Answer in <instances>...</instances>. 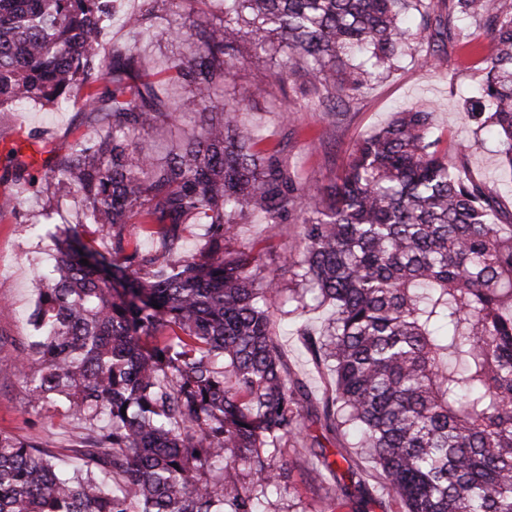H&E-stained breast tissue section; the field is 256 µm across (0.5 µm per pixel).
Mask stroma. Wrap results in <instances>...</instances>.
Wrapping results in <instances>:
<instances>
[{
  "instance_id": "1",
  "label": "stroma",
  "mask_w": 512,
  "mask_h": 512,
  "mask_svg": "<svg viewBox=\"0 0 512 512\" xmlns=\"http://www.w3.org/2000/svg\"><path fill=\"white\" fill-rule=\"evenodd\" d=\"M489 39H480L470 50L448 49L435 64L404 58L389 77L373 81L364 88L348 110L328 115L322 112H297L293 109V87L275 91L270 96H256V83L269 81L264 69L241 66L233 81L223 88L225 98L244 101L241 121L258 129L267 148L280 147L287 153L301 176L316 183H328L345 164L350 148L359 139L385 126L394 112L404 108L427 107L433 114L435 134L451 140L469 142V166L474 175L485 178L497 191L503 211L512 212V168L500 153L496 138L474 135L473 125L463 110V99L475 93L481 80L478 63L488 55ZM291 113V123H284L283 113ZM200 119L187 114L176 125H159L144 132L139 145L154 157H165L186 137L199 131ZM97 127L78 106L30 103L14 112L0 113V157L21 136L40 134L43 141L58 152H67L79 138L94 136ZM16 199L17 213L24 223L14 219L0 220V431L19 438L43 442L62 463L74 462V442L70 419L50 404L32 406L29 386L15 367V361L34 330L29 317L38 301V280L42 272L54 264L55 244L51 237L55 225L76 226L81 240L90 248L110 250V239L97 225L78 221L73 196L59 197V211L51 221H44L43 201L22 183L0 180V196ZM299 228L281 225L276 236H268L260 218L240 225L239 240L253 246L262 262L287 285L291 274L283 260L299 244ZM326 309L303 315H285L277 319V339L288 358L294 377L302 380L314 396H322L329 378L312 363L297 328L304 323L321 326L329 318ZM306 432L321 437L329 460L337 461V471L322 470L317 481H307L304 473L317 461L314 449H278V462L298 458L288 487L272 491L266 512H383L377 502L359 509L356 500L333 501L331 490L337 476L345 475L346 462L338 461L336 450L345 445L343 437H325L319 423L308 422Z\"/></svg>"
}]
</instances>
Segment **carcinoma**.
Returning a JSON list of instances; mask_svg holds the SVG:
<instances>
[{"instance_id": "1", "label": "carcinoma", "mask_w": 512, "mask_h": 512, "mask_svg": "<svg viewBox=\"0 0 512 512\" xmlns=\"http://www.w3.org/2000/svg\"><path fill=\"white\" fill-rule=\"evenodd\" d=\"M164 9L214 17L163 29L195 44L168 71L202 125L157 162L136 139L176 114L134 48L102 55L115 0H0V112L83 90L99 127L50 153L41 177L12 149L7 173L38 186L47 218L74 190L112 242L108 257L70 226L54 236L17 369L30 402L65 407L80 463L1 431L0 512H258L295 469L272 450L304 440L312 414L355 438L338 451L357 461L337 499L369 496L365 461L390 512H512V213L467 171L468 147L448 149L433 113L399 112L319 185L260 147L238 120L244 103L219 94L240 66L271 64L256 93L301 76L305 106L334 112L401 59L485 36L494 52L465 112L512 168V0H149L126 24L140 34ZM251 215L271 234L300 227L286 288L238 240ZM129 224L159 248L127 249ZM186 224L208 225L198 259L179 256ZM287 305L332 309L299 328L331 380L316 402L277 341Z\"/></svg>"}]
</instances>
